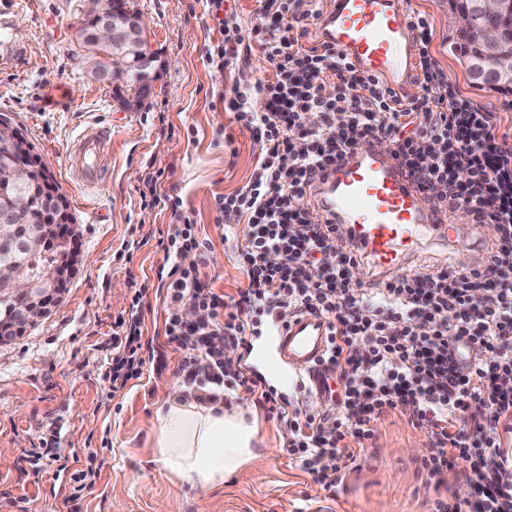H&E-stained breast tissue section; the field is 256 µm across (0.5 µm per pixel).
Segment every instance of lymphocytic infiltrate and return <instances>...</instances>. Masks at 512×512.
<instances>
[{"label": "lymphocytic infiltrate", "instance_id": "obj_1", "mask_svg": "<svg viewBox=\"0 0 512 512\" xmlns=\"http://www.w3.org/2000/svg\"><path fill=\"white\" fill-rule=\"evenodd\" d=\"M313 15L311 0H260L252 32L274 75L233 89L227 100L260 148L247 185L216 199L247 288L226 298L202 286L209 243L184 213H173L158 240L167 269L165 336L181 353L182 383L202 401L257 396L280 423L289 458L327 490L342 479L337 463L350 443L370 439L385 414L409 415L428 437L421 461L428 481L441 485L458 460L476 486L471 500L435 495L429 512H512V145L499 138L493 113L448 81L430 51L425 17L412 20L424 93L408 99L334 49L298 46L291 25ZM310 112L318 125L307 124ZM383 139L417 184L447 185L431 203L496 225L489 263L419 267L352 288L345 282L362 264L354 244L336 265L325 264L338 226L310 220L315 185L347 152ZM461 169L466 178H458ZM271 252L280 264H266ZM190 253L199 264L187 269L180 260ZM476 293L485 296L479 308L471 303ZM142 298L135 291L127 317L115 322L106 376L116 390L142 375ZM298 311L329 321L326 360L338 384L329 410L286 399L224 357L225 347L247 348L254 317L280 322ZM456 339L477 351L466 364L450 353Z\"/></svg>", "mask_w": 512, "mask_h": 512}]
</instances>
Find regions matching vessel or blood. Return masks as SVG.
Here are the masks:
<instances>
[{"label": "vessel or blood", "mask_w": 512, "mask_h": 512, "mask_svg": "<svg viewBox=\"0 0 512 512\" xmlns=\"http://www.w3.org/2000/svg\"><path fill=\"white\" fill-rule=\"evenodd\" d=\"M317 33L360 68L399 88L415 83L414 39L405 0H329L317 18ZM105 139L90 131L79 140L72 165L86 188L107 175ZM323 216L349 225L370 266L386 275L403 269L423 242L469 247L457 233L456 211L433 208L426 193L405 173L394 153L364 145L330 169L317 195ZM328 322L299 311L276 329L282 366L315 400L325 397L330 375L323 362Z\"/></svg>", "instance_id": "obj_1"}]
</instances>
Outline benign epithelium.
Segmentation results:
<instances>
[{"label": "benign epithelium", "mask_w": 512, "mask_h": 512, "mask_svg": "<svg viewBox=\"0 0 512 512\" xmlns=\"http://www.w3.org/2000/svg\"><path fill=\"white\" fill-rule=\"evenodd\" d=\"M454 7L450 9L452 28L457 37L476 46V52L470 58V73L472 77L482 83L494 87L508 88L512 91V53L503 51V46L512 40V27L502 24L501 19L512 15V0H475L477 8L484 16V22L477 25L473 21L472 8L468 6L470 0H451ZM107 7L104 0H87L85 16L97 20L93 37L98 41L117 40V31L114 24L121 23L130 34L145 30L146 22L140 13H134L124 5L122 0L112 2V19H107ZM148 67L152 63L150 55L143 54L140 58H130L126 53L117 51L112 57L106 59V65L112 75H123L136 64ZM150 86L129 93L121 100V107L129 112L139 110ZM54 234L64 248L71 249V245L80 236L78 225L60 223L53 227ZM39 250H33L30 267L33 272L22 276L17 271L0 267V281L11 283V290L19 295V302L24 308L21 322L26 328L35 326L46 318L56 308L63 298V289L66 281L76 272L75 265H66L62 262H46L37 266L36 257Z\"/></svg>", "instance_id": "1"}]
</instances>
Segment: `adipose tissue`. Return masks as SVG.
<instances>
[{
    "mask_svg": "<svg viewBox=\"0 0 512 512\" xmlns=\"http://www.w3.org/2000/svg\"><path fill=\"white\" fill-rule=\"evenodd\" d=\"M251 406L202 403L185 389L171 385L157 411L154 446L162 469L197 490L220 487L226 476L257 464L256 431L248 416Z\"/></svg>",
    "mask_w": 512,
    "mask_h": 512,
    "instance_id": "adipose-tissue-1",
    "label": "adipose tissue"
}]
</instances>
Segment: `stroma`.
<instances>
[{
	"instance_id": "stroma-1",
	"label": "stroma",
	"mask_w": 512,
	"mask_h": 512,
	"mask_svg": "<svg viewBox=\"0 0 512 512\" xmlns=\"http://www.w3.org/2000/svg\"><path fill=\"white\" fill-rule=\"evenodd\" d=\"M432 31L431 52L450 82L512 144V93L474 86L450 48L448 0H412ZM147 21L159 69L141 110L124 111L111 84L74 54L83 0H0V120L21 130L70 203L79 226L77 272L62 302L24 336L0 344V512H427L416 465L424 430L391 414L373 439L344 459V478L326 490L292 462L279 423L254 405L260 466H244L202 493L156 463L155 409L180 383V353L164 333L163 254L156 243L167 208L144 206L149 176L199 224L211 247L202 283L236 294L246 277L231 259V232L215 199L239 192L259 156L249 132L225 110L233 87L271 77L260 48L225 69L207 62L223 40L206 0H129ZM107 135V179L87 190L69 155L88 130ZM142 290L144 340L154 353L140 378L112 390L103 377L112 324ZM274 326L258 318L243 363L284 396L295 381L271 368ZM56 437L60 459L32 457ZM92 484L79 488L78 478Z\"/></svg>"
}]
</instances>
